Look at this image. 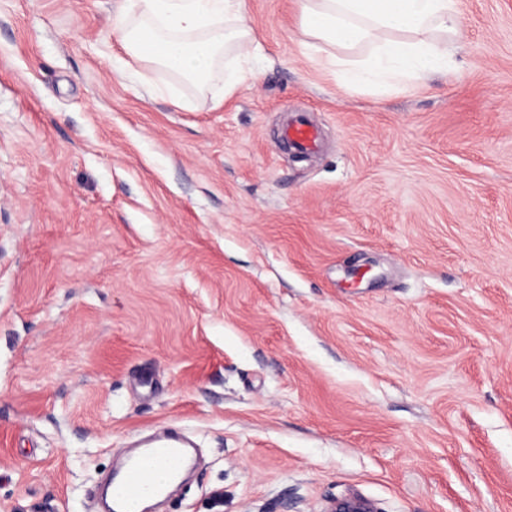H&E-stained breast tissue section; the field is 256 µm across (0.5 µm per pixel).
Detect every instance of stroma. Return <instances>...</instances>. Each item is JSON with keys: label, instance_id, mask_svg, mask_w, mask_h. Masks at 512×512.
<instances>
[{"label": "stroma", "instance_id": "obj_1", "mask_svg": "<svg viewBox=\"0 0 512 512\" xmlns=\"http://www.w3.org/2000/svg\"><path fill=\"white\" fill-rule=\"evenodd\" d=\"M124 4L0 0V512H90L170 424L200 458L157 512H512V0L387 94L245 0L253 74L192 111ZM282 137L301 152L315 150L320 143L319 129L309 124L304 117H297L289 123L282 130ZM327 512H379L368 499L353 494L347 497L336 498L328 506Z\"/></svg>", "mask_w": 512, "mask_h": 512}]
</instances>
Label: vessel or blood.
Here are the masks:
<instances>
[{"instance_id": "1", "label": "vessel or blood", "mask_w": 512, "mask_h": 512, "mask_svg": "<svg viewBox=\"0 0 512 512\" xmlns=\"http://www.w3.org/2000/svg\"><path fill=\"white\" fill-rule=\"evenodd\" d=\"M282 136L302 152L317 149L320 143L318 128L302 117L289 123ZM186 454V441L173 433L148 441L143 455H129L112 479L113 512H141L140 503L146 496L164 494L176 479Z\"/></svg>"}]
</instances>
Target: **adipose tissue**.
Here are the masks:
<instances>
[{
  "label": "adipose tissue",
  "mask_w": 512,
  "mask_h": 512,
  "mask_svg": "<svg viewBox=\"0 0 512 512\" xmlns=\"http://www.w3.org/2000/svg\"><path fill=\"white\" fill-rule=\"evenodd\" d=\"M298 42L327 48L324 67L350 90L390 92L447 74L461 35L459 0H295ZM113 34L124 49L176 82L207 90L224 71V95L239 87L232 61L256 53L244 0H129Z\"/></svg>",
  "instance_id": "ef3b65f1"
}]
</instances>
